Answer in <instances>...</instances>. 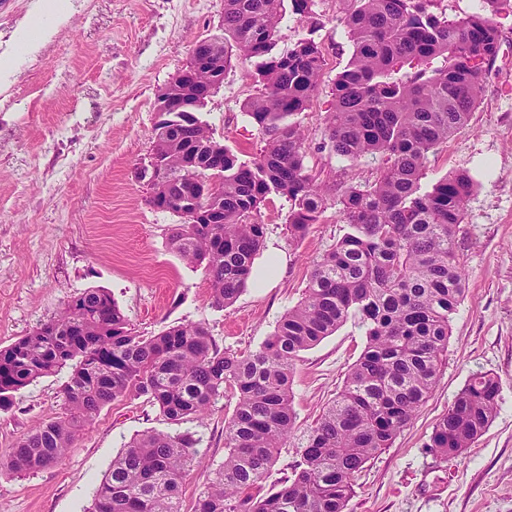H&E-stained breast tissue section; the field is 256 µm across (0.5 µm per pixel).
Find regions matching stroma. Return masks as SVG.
Segmentation results:
<instances>
[{"label":"stroma","mask_w":512,"mask_h":512,"mask_svg":"<svg viewBox=\"0 0 512 512\" xmlns=\"http://www.w3.org/2000/svg\"><path fill=\"white\" fill-rule=\"evenodd\" d=\"M67 18L33 20L56 26L36 49L11 47V21L31 12L30 0H0V53L11 51L14 74L0 87V348L57 317L84 290L111 293L130 328L143 336L203 322L220 348H259L303 297L313 265L344 234L338 184L373 182L382 165L350 161L324 143L332 88L352 47L340 20L342 0H315L322 24L309 31L285 9L277 52L313 36L324 57L320 85L297 115L306 137L304 164L328 188L324 212L295 246L286 234L288 203L268 196L260 209L265 248L285 262L274 285L247 287L227 308L211 304L202 269L173 252L177 216L159 211L135 176L152 151L158 91L186 66L193 43L216 34L224 0H65ZM500 50L466 126L429 153L423 185L452 171L478 186L455 241L466 292L451 321L448 349L427 401L389 448L359 474L349 512H512V14L497 18ZM42 93L30 94L36 82ZM255 60H233L223 85L200 112L215 138L240 161H251L261 134L243 112L258 89ZM366 346L347 322L303 351L293 371L299 431L314 424L341 390ZM475 373L497 378L495 418L472 447L444 462L428 448L432 430ZM69 376H44L14 395L0 413V461L38 423L63 412ZM234 398H220L204 418L170 422L141 399L105 406L59 463L26 475L0 473V512H86L113 459L137 435L190 430L201 439L204 464L183 487V508L224 461V425Z\"/></svg>","instance_id":"35a3bbf8"}]
</instances>
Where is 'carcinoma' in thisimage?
Masks as SVG:
<instances>
[{"mask_svg": "<svg viewBox=\"0 0 512 512\" xmlns=\"http://www.w3.org/2000/svg\"><path fill=\"white\" fill-rule=\"evenodd\" d=\"M317 28L313 0H293ZM352 55L336 77L325 136L351 161L381 156L370 184L337 188L347 231L314 265L305 296L259 349H222L201 323L136 334L112 299L87 289L65 311L0 348V411L38 378L70 369L63 416L23 435L0 471L35 472L60 462L80 431L106 405L142 398L167 419L201 417L229 393L224 462L199 493L194 512H347L355 479L389 447L429 397L448 346L452 315L465 293L454 228L463 223L475 183L464 171L422 186L429 152L448 143L478 105L488 65L499 52L495 16L512 0H482L458 19L430 10L434 0H343ZM284 0H224V65L201 70L222 82L232 54L258 59L261 89L243 105L263 146L250 162L207 127L186 134L178 123L154 125L165 174L155 184L158 209L181 216L188 177L212 182L224 206L214 224L174 225L170 245L187 265L204 269L212 304L226 308L244 290L266 235L258 219L271 194L289 203L294 246L319 222L325 194L304 165L294 117L319 86L322 50L311 37L275 54ZM435 59L442 60L432 67ZM354 321L366 336L341 392L314 425L296 434L292 373L300 353ZM499 382L470 377L436 423L428 447L455 459L484 432L498 409ZM293 442L289 473L263 495L282 448ZM190 431L133 438L112 460L87 512H182V489L203 458Z\"/></svg>", "mask_w": 512, "mask_h": 512, "instance_id": "1", "label": "carcinoma"}]
</instances>
